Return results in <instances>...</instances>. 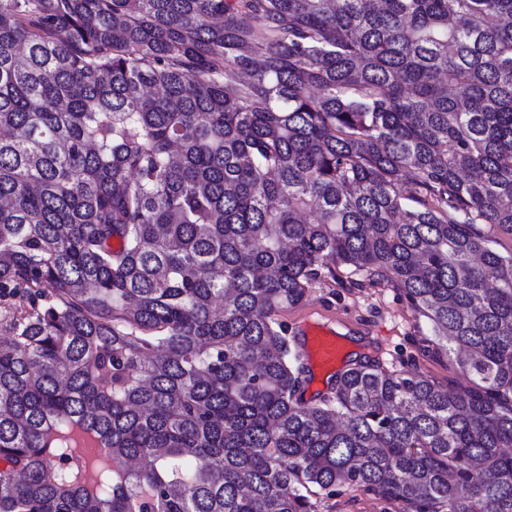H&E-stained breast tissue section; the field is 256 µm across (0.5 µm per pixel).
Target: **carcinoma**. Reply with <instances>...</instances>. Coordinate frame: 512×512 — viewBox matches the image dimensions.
Instances as JSON below:
<instances>
[{"mask_svg":"<svg viewBox=\"0 0 512 512\" xmlns=\"http://www.w3.org/2000/svg\"><path fill=\"white\" fill-rule=\"evenodd\" d=\"M316 215V223L306 220ZM512 0H0V512H512ZM386 280L468 384L277 319ZM317 512H396L399 503L387 501L360 489L344 486L335 497L317 500Z\"/></svg>","mask_w":512,"mask_h":512,"instance_id":"cac0c4a2","label":"carcinoma"}]
</instances>
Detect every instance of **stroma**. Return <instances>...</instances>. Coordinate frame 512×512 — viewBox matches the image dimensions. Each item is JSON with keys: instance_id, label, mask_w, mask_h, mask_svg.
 <instances>
[{"instance_id": "35a3bbf8", "label": "stroma", "mask_w": 512, "mask_h": 512, "mask_svg": "<svg viewBox=\"0 0 512 512\" xmlns=\"http://www.w3.org/2000/svg\"><path fill=\"white\" fill-rule=\"evenodd\" d=\"M278 319L292 334L310 323L343 336L337 370L357 358L390 372L415 369L444 387L466 382L454 356L437 352L431 325L389 283L353 285L324 276L312 283L302 304L281 311ZM399 508V503L348 486L317 501V512H398Z\"/></svg>"}]
</instances>
